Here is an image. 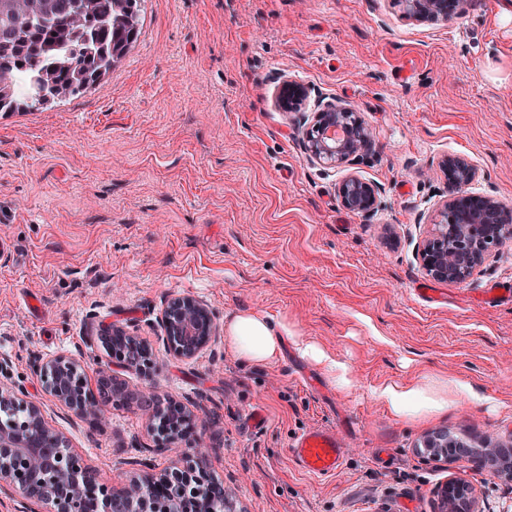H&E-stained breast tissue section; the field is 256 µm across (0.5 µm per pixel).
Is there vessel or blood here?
I'll use <instances>...</instances> for the list:
<instances>
[{
    "label": "vessel or blood",
    "mask_w": 512,
    "mask_h": 512,
    "mask_svg": "<svg viewBox=\"0 0 512 512\" xmlns=\"http://www.w3.org/2000/svg\"><path fill=\"white\" fill-rule=\"evenodd\" d=\"M289 451L302 470L316 477L336 474L345 456L339 434L323 427H313L298 434Z\"/></svg>",
    "instance_id": "vessel-or-blood-1"
}]
</instances>
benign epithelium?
<instances>
[{"mask_svg":"<svg viewBox=\"0 0 512 512\" xmlns=\"http://www.w3.org/2000/svg\"><path fill=\"white\" fill-rule=\"evenodd\" d=\"M473 0H395L410 20L447 21L466 15ZM344 132L336 139L332 132ZM307 158L323 167L341 168L364 159L374 147L373 135L361 114L350 104L324 105L314 124L297 128ZM448 195L439 204L417 256L426 274L438 281L461 284L489 262L495 248L512 242V208L490 194L465 193L480 177L479 169L465 156L443 161ZM381 189L355 174L337 187L341 205L361 215L377 207ZM167 348L190 359L216 337L208 304L195 296L169 300L163 315ZM135 336L112 327L100 328L87 343L103 351L107 362L96 370V385H89L87 368L61 352L38 364V376L49 398L81 421L95 422L112 402L126 400L127 386L112 372V350L129 348ZM188 421L182 406L170 402L167 410L152 415L158 432L171 439L172 414ZM424 448H454L448 434L437 432L422 439ZM219 486L199 455L182 453L159 473L141 471L121 487L101 479L100 469L73 448L69 438L49 423L44 405L31 399L14 382L0 380V491L24 498L22 512H113L125 505L127 512H224L212 503L210 490ZM443 492L457 498V512H481L467 483L452 478Z\"/></svg>","mask_w":512,"mask_h":512,"instance_id":"benign-epithelium-1","label":"benign epithelium"}]
</instances>
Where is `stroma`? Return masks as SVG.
Masks as SVG:
<instances>
[{"mask_svg":"<svg viewBox=\"0 0 512 512\" xmlns=\"http://www.w3.org/2000/svg\"><path fill=\"white\" fill-rule=\"evenodd\" d=\"M506 3L415 22L392 0H145L136 41L103 80L44 111L0 112V355L103 479L162 470L171 454L136 407L76 424L44 393L39 359L93 361L91 321L148 345L147 370L124 380L192 413L177 445L207 459L234 512H439L452 477L473 485L483 512H512L511 480L415 452L439 429L479 455L512 447V302L481 297L512 279V244L464 284L426 276L417 257L445 155L479 168L472 191L512 205ZM287 80L306 90L299 111L278 105ZM331 100L374 136L373 156L351 170L309 162L292 133ZM350 173L382 190L370 216L338 200ZM183 294L216 323L257 310L292 335L272 363L243 362L220 338L178 358L161 317ZM298 336L343 363L350 386L304 357ZM424 375L472 394L398 421L373 393ZM257 407L260 429L247 424ZM312 427L344 442L331 478L309 477L289 453Z\"/></svg>","mask_w":512,"mask_h":512,"instance_id":"35a3bbf8","label":"stroma"}]
</instances>
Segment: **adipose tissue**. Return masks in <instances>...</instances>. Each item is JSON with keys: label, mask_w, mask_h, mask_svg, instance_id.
Masks as SVG:
<instances>
[{"label": "adipose tissue", "mask_w": 512, "mask_h": 512, "mask_svg": "<svg viewBox=\"0 0 512 512\" xmlns=\"http://www.w3.org/2000/svg\"><path fill=\"white\" fill-rule=\"evenodd\" d=\"M287 325H273L270 318L258 311H234L224 318V340L240 359L249 363H269L280 354ZM471 395L468 384L447 383L431 377L406 385L382 384L377 389L396 419H414L423 415L438 414L449 404H459Z\"/></svg>", "instance_id": "ef3b65f1"}]
</instances>
